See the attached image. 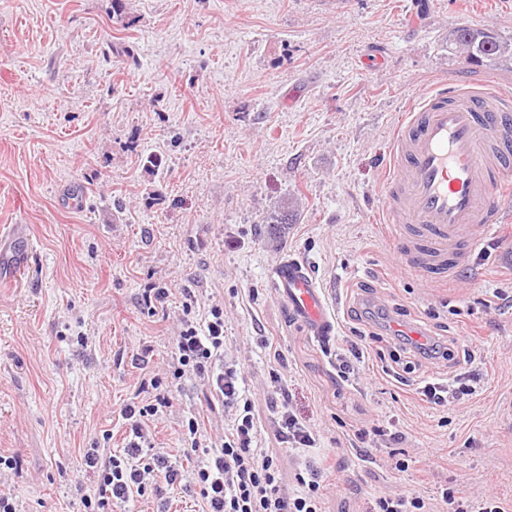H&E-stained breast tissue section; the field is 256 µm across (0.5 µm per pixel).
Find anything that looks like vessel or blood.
<instances>
[{
    "instance_id": "obj_1",
    "label": "vessel or blood",
    "mask_w": 512,
    "mask_h": 512,
    "mask_svg": "<svg viewBox=\"0 0 512 512\" xmlns=\"http://www.w3.org/2000/svg\"><path fill=\"white\" fill-rule=\"evenodd\" d=\"M511 176L512 85L441 80L416 96L391 138L381 178L382 221L395 229L416 272L447 280L500 223L493 183ZM272 286L309 333L333 332L336 319L303 262L278 263Z\"/></svg>"
}]
</instances>
